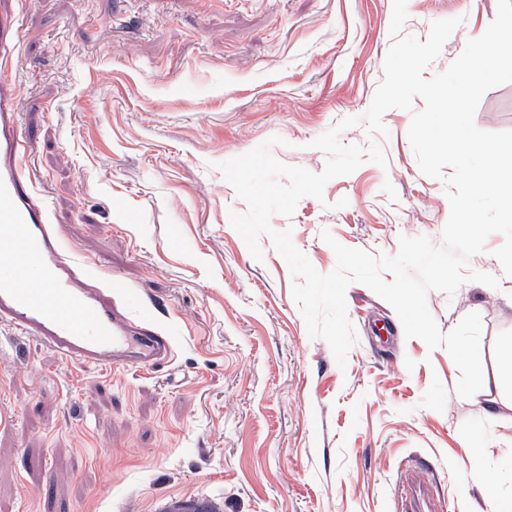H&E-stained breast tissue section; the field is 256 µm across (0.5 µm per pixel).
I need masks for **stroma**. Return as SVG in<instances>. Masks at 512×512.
<instances>
[{"instance_id":"stroma-1","label":"stroma","mask_w":512,"mask_h":512,"mask_svg":"<svg viewBox=\"0 0 512 512\" xmlns=\"http://www.w3.org/2000/svg\"><path fill=\"white\" fill-rule=\"evenodd\" d=\"M497 0H26L12 72L27 160L65 253L93 263L125 311L170 337L149 370L79 368L0 325V512H159L195 496L223 512H486L485 487L512 501V277L491 234L454 295L431 291L441 333L482 321L483 386L461 398L445 348L406 337L393 308L352 283L355 342L338 366L310 337L295 279L269 237L255 260L230 224L246 203L216 165L269 138L279 161L319 173L310 143L369 109L390 46L460 18L425 77L483 35ZM387 110L377 144L322 198L273 216L322 274V232L396 255L400 237L441 244L447 178L425 175L412 111ZM512 130V82L475 112Z\"/></svg>"}]
</instances>
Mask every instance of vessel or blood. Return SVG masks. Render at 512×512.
Masks as SVG:
<instances>
[{
    "mask_svg": "<svg viewBox=\"0 0 512 512\" xmlns=\"http://www.w3.org/2000/svg\"><path fill=\"white\" fill-rule=\"evenodd\" d=\"M20 0H0V324L83 367L144 369L168 361V336L123 314L93 285L87 261L64 253L19 135L11 77L21 40Z\"/></svg>",
    "mask_w": 512,
    "mask_h": 512,
    "instance_id": "b4317fda",
    "label": "vessel or blood"
}]
</instances>
